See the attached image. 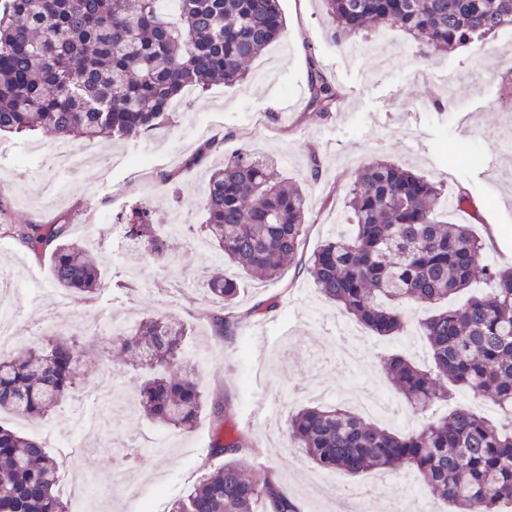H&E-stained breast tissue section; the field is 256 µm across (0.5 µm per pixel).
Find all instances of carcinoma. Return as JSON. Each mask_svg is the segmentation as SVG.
I'll list each match as a JSON object with an SVG mask.
<instances>
[{"label": "carcinoma", "instance_id": "1", "mask_svg": "<svg viewBox=\"0 0 512 512\" xmlns=\"http://www.w3.org/2000/svg\"><path fill=\"white\" fill-rule=\"evenodd\" d=\"M336 38L385 25L421 37L434 53L483 42L512 28V0H325ZM279 0H5L0 8V133L41 130L53 137L136 139L155 130L187 89L247 78V66L284 33ZM342 95L315 63L308 107L328 120ZM442 185L398 164L374 160L357 171L345 229L325 239L305 270L321 297L378 336L408 326L406 309L431 354L420 367L400 354L385 373L419 430L397 433L342 406H305L287 436L317 468L356 475L415 470L426 492L453 512H504L512 505V426L467 408L435 419L433 405L457 392L487 398L512 417V267L483 262L486 243L468 224L434 213ZM200 208L203 237L253 279H278L307 229L306 194L267 157L242 149L211 172ZM141 253L160 259L166 240L146 210L126 220ZM31 253L49 254L55 285L92 299L102 272L65 224H7ZM486 291L459 308L448 299L477 278ZM219 336L240 322L239 283L215 273L206 283ZM187 324L145 318L111 338L108 352L144 374L137 391L145 417L180 430L211 408L200 370L186 360ZM73 338L53 332L38 347L0 359V412L42 417L77 384ZM241 436L208 448L221 463L205 472L170 512H300L270 470L250 468ZM66 458L0 425V512H68L59 488Z\"/></svg>", "mask_w": 512, "mask_h": 512}]
</instances>
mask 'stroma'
<instances>
[{
    "label": "stroma",
    "instance_id": "stroma-1",
    "mask_svg": "<svg viewBox=\"0 0 512 512\" xmlns=\"http://www.w3.org/2000/svg\"><path fill=\"white\" fill-rule=\"evenodd\" d=\"M281 7L284 36L253 62L246 81L186 91L179 108L141 138L67 141V148L83 158L71 172L55 174L38 153V146L52 144L50 136L0 137V208L9 222H65L77 240L84 239L86 225L95 223L102 234V245L94 251L102 270L96 301H75L62 311L51 297L39 294L40 287L52 285L49 258L34 257L0 225V268L18 276L30 270L38 275L20 294L0 285V307L16 309L36 339L54 331L73 335L81 360L74 392L78 398L105 366L124 390L138 384L135 372L107 352L111 321L135 323L165 314L188 323L190 349L220 359L219 365L205 369L203 387L209 401L228 402L231 413L221 426L252 443L253 468L274 471L302 512H353L343 494L320 500L308 494L314 467L302 453L283 451L287 418L275 410L284 399L293 411L310 405L304 392L312 386L326 391L328 403L339 404L336 391L344 368L336 358L334 329L347 317L291 266L269 282L238 275L240 325L234 336H217L204 290L217 264L215 253L192 247L202 235L198 199L206 171L244 147L273 157L281 173L293 180L303 178L311 161L319 160L322 176L307 188L309 227L302 247L307 259L327 235L339 231L354 173L385 158L441 182L446 201L439 208L440 219L471 225L486 243L488 261L512 265V151L504 145L512 127V36L497 35L487 45L482 74L471 68L474 49L469 46L429 54L422 76L415 60L428 54L427 47L399 28L370 30L366 41L371 52L357 53L334 38L323 0H281ZM313 61L343 95L330 121L318 119L305 101ZM287 100L295 107L283 120L279 114ZM215 138L223 141L220 152L205 153V145ZM145 156L151 170L136 173V160ZM462 191L468 205H450V198ZM135 208L150 210L161 227L179 219L182 230L170 238L167 261L146 259L126 247L121 225ZM271 296L279 299L276 309L249 316L250 308ZM87 313L101 320L102 329L81 326ZM365 340L357 381L391 403L375 423L400 433L418 429L419 416L393 394L382 367L396 352L426 364L425 339L408 328L391 337L369 333ZM95 412L100 430L66 437L69 455L82 459L60 477L71 512H138L145 501L154 512H169L172 502L211 465L206 454L219 425L210 414L182 431L134 410L99 406ZM158 436L167 437L166 451L145 449V440ZM117 469L127 472V488L114 487ZM411 474L408 468L383 473L382 484L370 490L369 512H392L400 502L406 512H447V504L414 492Z\"/></svg>",
    "mask_w": 512,
    "mask_h": 512
}]
</instances>
